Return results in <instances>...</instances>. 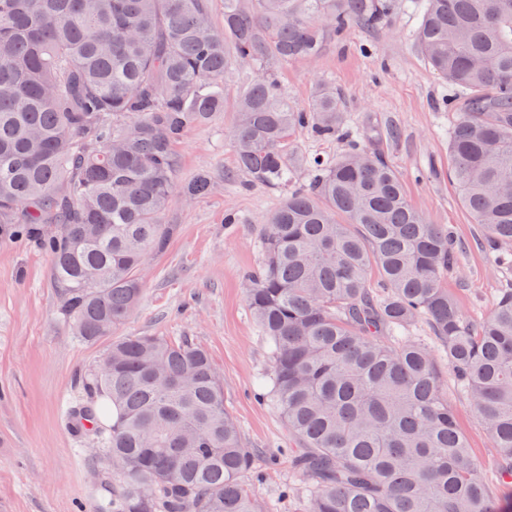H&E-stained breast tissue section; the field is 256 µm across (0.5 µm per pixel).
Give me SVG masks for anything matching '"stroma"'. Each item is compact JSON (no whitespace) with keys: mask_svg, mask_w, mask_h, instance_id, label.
Masks as SVG:
<instances>
[{"mask_svg":"<svg viewBox=\"0 0 512 512\" xmlns=\"http://www.w3.org/2000/svg\"><path fill=\"white\" fill-rule=\"evenodd\" d=\"M418 25L414 12L394 11L381 29L351 27L320 56L284 65L280 76L294 106H308L316 81L326 79L357 121L398 129L396 139L373 146L400 173L411 204L457 240L459 267L445 283L467 315L482 318L499 288L512 283V263L498 264L478 246L480 228L448 177L454 94L417 53ZM239 90L238 79H226L223 111L189 129L177 146L182 180L205 172L213 186L192 201L176 200L167 213L177 231L148 258L143 299L118 333L185 336L204 347L224 379L226 409L260 453L266 480L255 488L258 499L276 512H297L282 495L300 481L286 455L294 442L279 414L256 398L271 362L246 304L244 278L261 260L258 228L287 189L230 175ZM62 306L39 241L0 226V512H98L112 494V468L96 437L75 433L68 415L72 403H95L81 382L112 339L78 341ZM448 399L485 478L494 480L488 433L464 394L450 386Z\"/></svg>","mask_w":512,"mask_h":512,"instance_id":"35a3bbf8","label":"stroma"}]
</instances>
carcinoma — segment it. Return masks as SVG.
Wrapping results in <instances>:
<instances>
[{
  "label": "carcinoma",
  "instance_id": "carcinoma-1",
  "mask_svg": "<svg viewBox=\"0 0 512 512\" xmlns=\"http://www.w3.org/2000/svg\"><path fill=\"white\" fill-rule=\"evenodd\" d=\"M0 0V224L43 238L64 315L86 342L138 306L146 261L175 232L177 144L224 107V78L256 69L233 131L236 170L289 186L266 218L247 304L270 346L268 391L295 447L300 512H504L512 483V288L469 317L445 277L459 249L409 202L331 82L288 104L276 68L323 53L395 0ZM416 48L458 94L450 178L487 252L512 245V0H416ZM343 130L340 155L302 156L295 134ZM423 324L428 343L412 335ZM448 360L497 448V485L459 428L432 354ZM117 412L101 437L112 512H272L224 407V380L186 337L117 339L84 382Z\"/></svg>",
  "mask_w": 512,
  "mask_h": 512
}]
</instances>
